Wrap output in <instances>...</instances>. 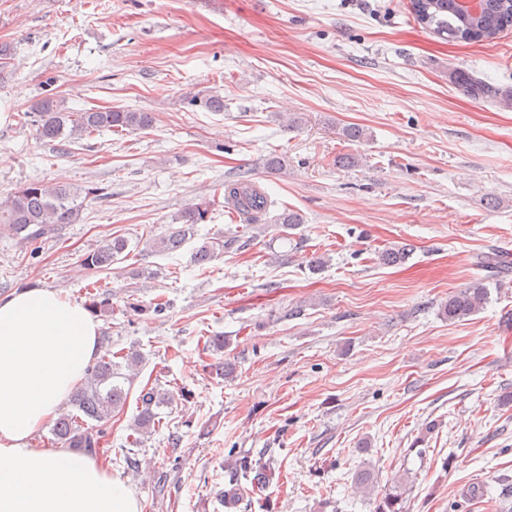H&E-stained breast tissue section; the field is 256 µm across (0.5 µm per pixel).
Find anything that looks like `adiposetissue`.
Masks as SVG:
<instances>
[{
  "mask_svg": "<svg viewBox=\"0 0 512 512\" xmlns=\"http://www.w3.org/2000/svg\"><path fill=\"white\" fill-rule=\"evenodd\" d=\"M99 328L51 290L0 297V512H139L93 458L33 443L98 354Z\"/></svg>",
  "mask_w": 512,
  "mask_h": 512,
  "instance_id": "obj_1",
  "label": "adipose tissue"
}]
</instances>
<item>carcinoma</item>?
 I'll use <instances>...</instances> for the list:
<instances>
[{
    "instance_id": "1",
    "label": "carcinoma",
    "mask_w": 512,
    "mask_h": 512,
    "mask_svg": "<svg viewBox=\"0 0 512 512\" xmlns=\"http://www.w3.org/2000/svg\"><path fill=\"white\" fill-rule=\"evenodd\" d=\"M482 11L476 16L463 15L456 0H410L415 20L433 34L446 41L468 42L490 38L512 27V0H483ZM454 82L473 97L512 101V89L496 87L456 72ZM194 105L211 112L224 111V97L216 91L189 97ZM156 117L152 112L104 108L83 112H67L60 102L48 97L34 104L31 122L40 140L64 141L91 136L104 130L111 132L147 130L153 127ZM98 187L74 188L65 184L30 181L0 198V232L23 244H35L54 234L66 224H76L81 218L84 203L97 196ZM224 204L231 206L232 216L245 224H259L267 215L273 202L267 195L254 190V182L244 177L224 185ZM210 203L202 201L186 208L178 217L180 225L168 227L162 234L146 240L145 246L158 252L172 253L181 250L195 236L196 226L206 222ZM275 223L283 230H295L303 224L300 213L285 209L277 215ZM239 239L219 238L205 243L194 253V262L205 268L217 252L232 249ZM129 241L121 235L112 236L90 248L82 256L83 266L93 272H105L112 265L126 260ZM410 244L395 245L378 253L381 264L401 265L412 254ZM489 299L486 287H468L448 295L441 303V314L456 322L480 311ZM85 306L92 313L112 308V294L102 289L86 292ZM124 363L112 360V349L104 348L87 367L84 382L75 389L69 409L62 412L52 427L53 444L95 457L107 435V424L112 416L123 410L128 391L117 383L121 378L133 381V376L122 373L138 370L142 357L138 353L123 355ZM173 395L157 388H145L138 399V413L131 429L143 437L152 433L159 424L156 409L171 403ZM272 449L263 448L257 453L240 452L224 464L227 489L223 497L233 503L243 500L246 487L259 489L272 479L270 467ZM408 476H396L385 495L378 501L375 512H404L405 486Z\"/></svg>"
}]
</instances>
